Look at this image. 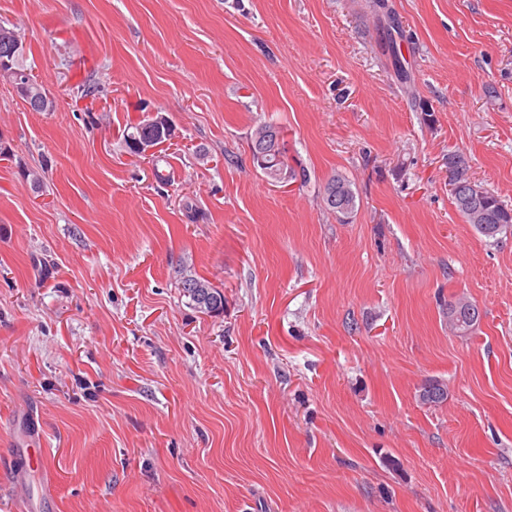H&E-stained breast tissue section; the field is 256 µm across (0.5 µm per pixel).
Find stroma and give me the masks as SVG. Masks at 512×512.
Returning <instances> with one entry per match:
<instances>
[{"instance_id": "obj_1", "label": "stroma", "mask_w": 512, "mask_h": 512, "mask_svg": "<svg viewBox=\"0 0 512 512\" xmlns=\"http://www.w3.org/2000/svg\"><path fill=\"white\" fill-rule=\"evenodd\" d=\"M372 2L0 0L54 102L0 79V512H512V232L448 191L461 152L512 207V0H387L394 57ZM261 127L269 128L271 130H265L256 135L255 141L250 144L252 152L257 153L258 151L264 153L271 148L272 144L274 143V133L272 130H275L279 134L281 145L277 146V154H273L269 158H264L262 162H259L257 159L253 158V163L256 165V167L259 168L262 173L273 182H288V180H297L298 177L300 178L301 182L307 181L308 178L304 169L301 172H296L291 168L288 170V164L285 160V142L279 127L266 123L259 124L253 131V134ZM281 172H284V174L288 173V180L280 177ZM321 194L326 210L340 218L351 217L357 208V196L352 182L342 173L332 176L323 186ZM193 282L200 283L204 290L201 289L195 293L192 290V288H195L193 285H188L190 288H181L180 293H182V297L189 299L187 302L188 305L205 314L223 311L224 292L222 290L213 286L208 280L195 276L184 277L180 285L191 284Z\"/></svg>"}]
</instances>
